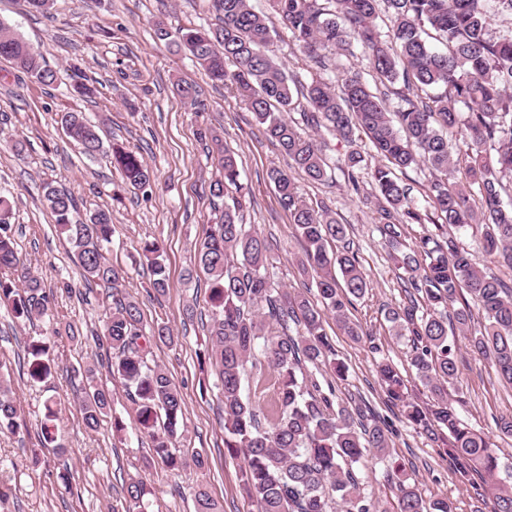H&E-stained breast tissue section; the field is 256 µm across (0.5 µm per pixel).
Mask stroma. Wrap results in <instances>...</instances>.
<instances>
[{
  "label": "stroma",
  "mask_w": 512,
  "mask_h": 512,
  "mask_svg": "<svg viewBox=\"0 0 512 512\" xmlns=\"http://www.w3.org/2000/svg\"><path fill=\"white\" fill-rule=\"evenodd\" d=\"M159 21L170 27L208 26L215 18L210 0H104L99 6L93 0H55L44 16L30 12L25 0H0V23L39 50L58 72L57 82L46 87L0 62V194L13 202L9 221L19 255L52 298L51 315L31 325L17 323L0 306V362L8 367L9 384L28 428L20 435L0 432V486L12 490L10 512H126L123 485L137 474L147 483L149 512H194L193 493L199 486L224 512H256L242 491L243 460L228 455L224 447V409L216 377L200 366L207 346L209 285L192 268L195 247L214 222L207 196L212 166L199 140L201 129L216 130L237 155L240 181L249 197L244 221L270 243V274L276 286L314 304L319 297L311 276L299 267L303 243L268 177L271 167H287V159L230 89L213 84L188 52L155 39ZM268 53L301 81L316 75L283 26H276ZM78 70L96 81L95 98L74 93ZM178 83L200 88L199 106L176 95ZM64 112L83 113L100 126L104 141L137 151L154 171L152 189L125 190L120 172L105 158L81 155L59 122ZM318 139L332 178L319 184L295 173L299 194L308 204L326 205L346 225L369 282L368 292L350 313L366 332L361 341L347 336L332 315L324 317L325 331L348 366L345 380L336 384L335 403L347 405L359 393L376 413L392 418L393 456L416 479L423 497L448 498L455 512H491V498L475 496L449 465L445 441L419 434L399 410L385 404L376 364L387 358L407 369L411 346L408 339L393 335L387 320L389 308L405 301V273L390 257L370 196V173L382 159L363 135L347 141L324 130ZM353 151L364 157L357 193L342 171ZM46 182L72 195L79 218L97 209L111 211L115 233L105 256L119 272L126 294L140 303L148 325H168L179 337L176 346H152L150 359L167 370L183 395L180 449L203 454L205 470L190 465L170 471L153 459L148 437L113 430V417L130 423L135 410L124 386L103 367H98L97 381L112 390V413L96 430H84L80 403L86 382L77 371L96 364L101 315L111 300L105 289L86 287L81 279L70 245L44 204ZM153 239L164 245L170 289L163 296L154 292L141 254L144 241ZM189 306L194 309L190 315L185 312ZM31 336H47L53 343L55 372L45 384L27 379L24 346ZM457 347V387L463 398L458 413L499 448L503 463L512 468V439H499L495 426L498 418L512 415V386L471 355L465 336H458ZM51 395L62 401L60 454L40 441L43 402ZM34 448L41 458L36 465L30 458ZM385 467L370 452L361 459L358 473L382 512H398ZM63 471L70 473L69 481L60 479Z\"/></svg>",
  "instance_id": "35a3bbf8"
}]
</instances>
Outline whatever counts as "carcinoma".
<instances>
[{
    "mask_svg": "<svg viewBox=\"0 0 512 512\" xmlns=\"http://www.w3.org/2000/svg\"><path fill=\"white\" fill-rule=\"evenodd\" d=\"M326 2L333 8L319 5L318 0H270L267 16L255 12L248 0H212L215 26L172 29L159 23L154 35L187 51L213 83L234 87L265 136L308 180L322 183L331 175L320 142L283 116L301 98L308 107L303 112L307 126L347 141L361 131L387 161L371 172L372 196L378 203L381 236L394 249L393 259L408 274L410 286L409 304L389 310L387 319L394 335L410 337L414 379L433 404L424 406L410 398L402 374L388 361L377 365L379 384L419 433L432 440L440 431L448 433V462L475 494L492 497L493 512H512V482L500 477L497 449L459 418L456 405L462 400L448 393L459 375L458 333L469 336L471 352L512 386V287L478 269L471 253L449 232L480 224L477 248L512 266V206H504L501 199L512 191V27L503 32L490 28L493 14L512 18V0ZM381 11L389 21L384 33L375 24ZM273 16L320 71L337 66L325 51L348 52L352 42L360 44L383 90L372 89L358 74L342 78L338 91L321 77L303 83L287 75L267 52ZM429 34L442 48L429 44ZM0 60L41 85L56 81V71L44 57L2 23ZM75 77L76 94L96 95L97 87L80 70H75ZM391 96L399 101L395 122L387 107ZM60 123L82 155L107 158L134 189L152 187L154 172L136 151L117 143L104 147L98 127L79 112L61 113ZM459 135L467 145L464 151L452 144ZM200 137L210 140L207 156L215 168L208 196L216 217L196 246L198 266L210 283L208 361L224 405V448L243 457L242 489L258 512H380L379 503L361 488L354 466L370 449L382 459L389 457L393 424L360 406L352 410L333 406V382L345 379L347 369L336 359L321 313L306 297L274 286L266 239L243 223L246 194L235 152L209 130ZM488 144L496 146L493 157L486 153ZM422 166L436 173L427 198L439 220L435 224L439 234L420 237L404 252L406 227L424 224L431 217L413 205L410 188L397 173ZM460 168L480 194L478 213L467 188L451 180ZM268 176L279 205L289 212L305 243L302 266L313 272L324 310L346 335L361 340L366 332L351 320L350 308L369 284L346 242L345 225L326 206L304 203L288 171L273 167ZM231 191L236 196L228 205L224 197ZM43 197L55 224L67 234L81 278L88 285L111 290L112 306L102 318L101 365L125 387L136 406V430L148 435L155 456L172 470L187 466L175 452L183 398L166 370L147 359L152 343L174 346L179 337L166 325L145 331L139 302L121 296L119 274L104 256L105 244L115 233L111 213L96 210L78 222L73 220L72 196L48 184ZM11 210L10 200L1 196L0 271L10 275L0 277V305L32 324L50 316V298L18 255L9 224ZM331 240L342 246L330 255L326 245ZM142 252L153 288L166 294L169 282L160 262L163 244L146 241ZM472 303L483 318L476 326ZM291 323L301 326L302 332L289 335ZM50 350L43 337L26 342L31 382L46 383L52 376ZM260 356L273 370L277 385L264 417L244 397L247 366H256ZM321 371L331 377L327 395L315 377ZM81 376L87 382L82 421L94 430L112 409V392L94 384L93 366H85ZM45 409L43 446L59 450L58 402L47 400ZM24 427L0 364V431L16 434ZM386 478L396 493L399 512H455L446 497L425 500L415 480L396 463L387 468ZM123 493L125 501L144 512L148 490L142 478H130ZM194 507L195 512H220L200 487L194 490Z\"/></svg>",
    "mask_w": 512,
    "mask_h": 512,
    "instance_id": "carcinoma-1",
    "label": "carcinoma"
}]
</instances>
